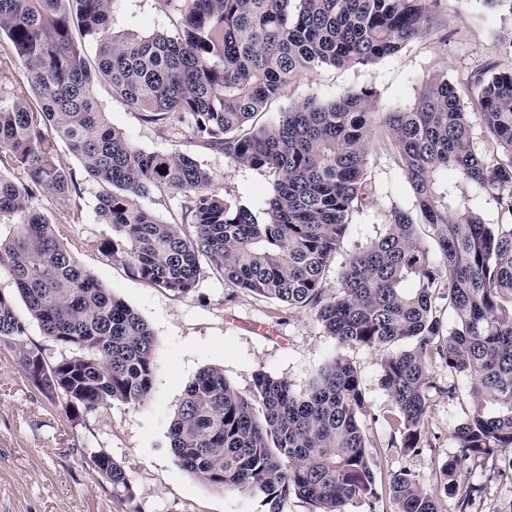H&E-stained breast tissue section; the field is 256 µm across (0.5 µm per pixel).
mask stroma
<instances>
[{"mask_svg":"<svg viewBox=\"0 0 512 512\" xmlns=\"http://www.w3.org/2000/svg\"><path fill=\"white\" fill-rule=\"evenodd\" d=\"M176 15L160 0H113L111 27L141 36L174 29ZM512 54V0L494 9L483 0H438L427 30L394 57L370 66H321L301 72L282 95L251 120L272 125L281 112L304 100L325 99L352 88L375 93L378 111L409 105L436 74L456 80ZM95 93L102 112L139 149L192 154L227 199L261 208L274 177L265 170L228 166L223 153L196 143L190 130L172 135L144 123L137 111L107 85ZM0 96L31 99L25 69L0 36ZM370 202L354 212L340 254L348 256L382 235L392 205L411 207L413 193L396 164L384 131L374 135L365 171ZM98 187L82 181L79 195L63 200L42 194L38 206L60 239L112 294L150 327L157 371L151 393L139 406L112 403L86 423L72 420L62 398L38 392L15 356L0 342V512H262L259 500L214 489L179 467L169 449V428L185 389L199 371L219 367L240 392H249L255 373L288 380L304 390L319 366L343 353L357 368L365 391L362 415L376 481L407 471L426 489L440 484L439 464L457 450L455 427L474 405L468 380L435 363L426 390L428 412L421 453H405L387 416L392 401L381 384V351L339 348L310 312L228 287L202 272L193 295L181 297L134 277L96 248L111 235L97 214ZM107 450L133 486V504L118 501L97 473L88 449ZM463 479L476 492L468 512H512V475L499 456L469 459Z\"/></svg>","mask_w":512,"mask_h":512,"instance_id":"obj_1","label":"stroma"}]
</instances>
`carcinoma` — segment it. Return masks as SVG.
Returning a JSON list of instances; mask_svg holds the SVG:
<instances>
[{
	"instance_id": "obj_1",
	"label": "carcinoma",
	"mask_w": 512,
	"mask_h": 512,
	"mask_svg": "<svg viewBox=\"0 0 512 512\" xmlns=\"http://www.w3.org/2000/svg\"><path fill=\"white\" fill-rule=\"evenodd\" d=\"M162 2L177 14L175 31L139 36L110 32L112 0H0V35L27 71L37 105L0 97V165L16 172L0 174V218L12 223L0 239V269L63 354L50 364L40 347L22 343L27 322L4 293L0 341L15 346L38 391L66 398L76 420L114 401L139 406L151 393L152 331L35 205L42 192L79 194L76 173L60 159L62 144L99 186L97 213L112 235L97 249L133 276L189 296L206 267L230 288L309 309L342 346L385 351L381 383L403 451L422 449L432 362L465 376L475 406L455 428L459 451L440 476L467 512L466 460L498 454L512 474V64L489 63L456 84L435 75L412 105L385 113L415 205L389 211L385 233L348 258L330 294L326 270L350 215L368 203L374 92L309 99L257 130L248 122L301 70L396 55L426 30L436 0ZM100 80L144 122L177 134L187 121L194 138L229 165L273 172L264 208L219 195L190 155L136 148L101 112L92 92ZM471 111L505 158L474 148ZM450 168L511 220L484 223L448 186ZM153 189L182 196L177 220L162 222L139 204ZM423 224L433 250L420 235ZM409 281L416 287H405ZM441 288L456 319L448 332L435 307ZM402 342L408 348L389 350ZM363 409L361 378L339 353L300 394L263 372L243 394L223 369L208 367L185 390L169 447L195 478L258 497L265 512H283L293 496L312 512H349L359 499L379 498ZM89 457L112 495L132 503L124 467L102 448ZM385 490L400 512H441L406 471L391 475Z\"/></svg>"
}]
</instances>
